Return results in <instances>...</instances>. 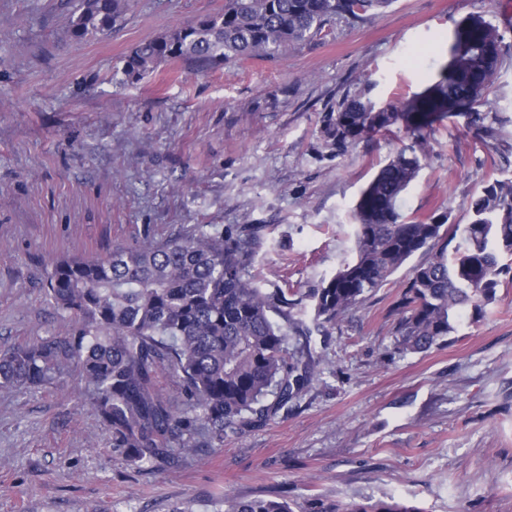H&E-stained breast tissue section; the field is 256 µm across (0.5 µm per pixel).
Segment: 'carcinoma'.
<instances>
[{"instance_id": "1", "label": "carcinoma", "mask_w": 512, "mask_h": 512, "mask_svg": "<svg viewBox=\"0 0 512 512\" xmlns=\"http://www.w3.org/2000/svg\"><path fill=\"white\" fill-rule=\"evenodd\" d=\"M392 0H224V10L137 44L121 74L138 81L166 60L197 72L247 59L278 61L312 43L338 18L363 20ZM127 0H83L71 20L74 38L106 35ZM499 26L481 15L459 21L447 59L419 93L378 104L364 89L326 112L321 130L338 152L375 135L404 133L361 190L353 208L354 259L322 281L308 308L261 288L254 273L258 231L184 225L164 239L146 235L104 256L57 262L47 295L72 326L66 333L0 349V384L41 389L79 371L87 405L112 434V446L133 465L176 467L201 448L224 443V432L265 425L308 390L337 318L364 294L383 287L416 253L395 305L400 350L422 353L448 345L458 321L482 316L512 282V179H495L467 204L471 221L449 224L405 215L400 202L428 158L436 124L449 117L482 124L481 107L504 54ZM167 376L180 397L160 386ZM224 512H293L287 500L224 494ZM313 512H411L397 505L343 509L317 502Z\"/></svg>"}]
</instances>
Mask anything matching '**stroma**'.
I'll return each mask as SVG.
<instances>
[{
  "label": "stroma",
  "instance_id": "obj_1",
  "mask_svg": "<svg viewBox=\"0 0 512 512\" xmlns=\"http://www.w3.org/2000/svg\"><path fill=\"white\" fill-rule=\"evenodd\" d=\"M80 3L0 0V346L69 329L45 292L58 260L183 224L261 226V287L307 299L352 259L360 191L401 145L373 137L335 153L326 106L369 83L383 100L420 91L473 14L504 34L485 105L494 133L480 142L464 119L438 124L401 208L465 224L471 197L512 179V0H394L276 63L192 74L167 61L124 84L114 73L134 45L224 0H130L111 33L77 40ZM426 258L337 320L299 401L176 467L114 452L77 372L34 392L0 388V512H222L228 492H279L294 512L319 498L512 512V284L447 347L405 354L394 305Z\"/></svg>",
  "mask_w": 512,
  "mask_h": 512
}]
</instances>
